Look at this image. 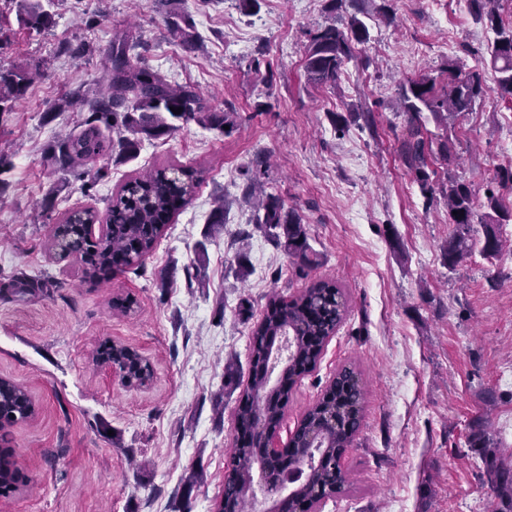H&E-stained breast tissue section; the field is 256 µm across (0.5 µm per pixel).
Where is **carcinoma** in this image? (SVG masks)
I'll return each mask as SVG.
<instances>
[{"label":"carcinoma","instance_id":"obj_1","mask_svg":"<svg viewBox=\"0 0 512 512\" xmlns=\"http://www.w3.org/2000/svg\"><path fill=\"white\" fill-rule=\"evenodd\" d=\"M468 2L477 18L497 34L490 49V62L499 73V89L512 96V25L505 26L492 6L493 0ZM53 17L41 0H18V22L28 29H47ZM367 37L366 26L355 18L344 29L334 23L319 26L311 33L305 50L307 79L336 87L345 64L354 58L355 45ZM127 50L128 40L112 42V77L107 90L90 105L86 128L51 145L50 158L56 171L81 175L106 148L100 133L102 125L117 135L112 151L120 162L136 159L143 141L166 136L180 123L194 122L224 130V113L206 108L195 87L173 84L152 67L131 62ZM30 83L28 70H0V112L12 110ZM484 92L485 80L480 71L464 72L453 64L448 66V78L442 81L422 74L401 85L399 101L407 116V134L400 154L425 197L434 193L428 172L431 161L440 160L449 167L455 163V154L448 134H427L423 112H429L437 126H445L448 116L470 111ZM173 107L182 108V112H172ZM204 176L201 168L170 165L136 177L109 198L103 217L91 208L65 212L52 228L48 249L57 251L61 258L71 256L79 261L93 283L138 266L154 251L167 224L188 203ZM443 195L448 201L449 221L457 226V233L443 246L448 267L468 256L477 243L487 257L502 254L505 242L501 228L512 222V210L504 208L495 195L488 196L489 212L482 221L483 240L475 243L469 235L476 216L470 185L451 179ZM257 205L263 214L254 224L255 230L271 237L300 266H312L308 225L296 213L285 211L270 194L258 197ZM102 220L110 225L108 234L95 240L88 237L84 226ZM44 287L45 282L37 277H16L11 281L10 293L33 295ZM345 312V294L333 280L316 281L291 300L276 295L268 299L262 317L250 331L248 383L238 398L236 435L218 512H249L255 473L262 471L267 479L275 481L292 464L287 454L278 460L266 457L264 436L280 428L293 389L315 370ZM95 361L122 364L131 385L144 384L152 374L146 360L119 343H102ZM364 397L360 373L345 365L304 413L291 437L293 448L300 453V472L306 474L290 486L293 509L308 503L316 506L349 485L348 474L337 460L360 427ZM35 413V402L22 384L0 379V428L29 419ZM468 444L485 464L482 483L487 485L489 497L496 500L491 512H512V469L496 464L493 439L482 419L469 424ZM25 484L26 476L17 466L15 450L0 446V497L14 495Z\"/></svg>","mask_w":512,"mask_h":512}]
</instances>
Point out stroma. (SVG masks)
Instances as JSON below:
<instances>
[{"mask_svg": "<svg viewBox=\"0 0 512 512\" xmlns=\"http://www.w3.org/2000/svg\"><path fill=\"white\" fill-rule=\"evenodd\" d=\"M17 9V0H0V69L37 77L0 114L11 161L0 173V285L24 275L46 286L0 297V377L24 384L36 404L34 417L0 430L28 478L0 499V512H214L239 395L225 366L246 368L250 320L271 294L290 298L323 279L343 288L347 315L294 391L279 442L337 368L355 367L366 391L341 459L352 487L320 512H489L467 436L476 415L488 416L498 462L512 467V252L444 263L440 247L454 227L441 195L425 198L399 156L406 120L396 104L406 78L437 77L452 64L482 69L486 92L449 118L457 160L434 162L433 184L465 181L481 214L491 192L512 209V188L492 184L512 166V100L489 62L496 35L468 0H258L249 12L240 0H66L41 32L20 27ZM172 14L190 16L199 43L170 33ZM331 17L368 29L333 88L304 71L309 33ZM118 34L131 57L195 86L228 128L183 125L144 141L136 160L103 152L91 166L98 179L62 178L49 147L81 131ZM71 94L83 108L59 110ZM333 112L348 115L344 130ZM168 164L204 168L206 180L142 269L92 283L76 261L48 251L66 210L105 211L126 180ZM250 174L307 224L315 266L299 269L255 232L243 193ZM49 192L51 209L32 220ZM219 198L224 221L214 224ZM242 254L252 268L243 280ZM128 296L133 309H117ZM107 338L150 363L147 386H123L96 363Z\"/></svg>", "mask_w": 512, "mask_h": 512, "instance_id": "35a3bbf8", "label": "stroma"}]
</instances>
